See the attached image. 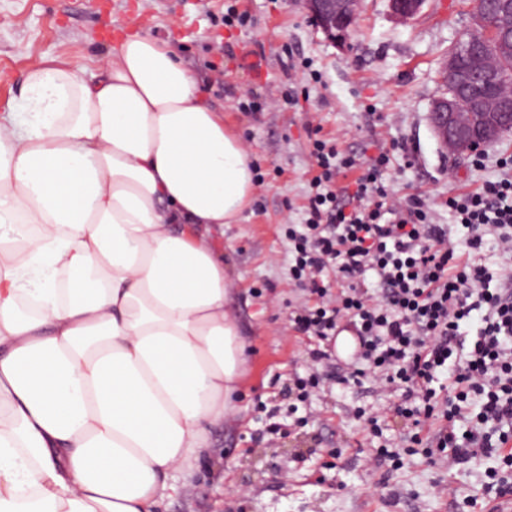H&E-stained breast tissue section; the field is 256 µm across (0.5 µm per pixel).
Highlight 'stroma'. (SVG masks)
<instances>
[{
	"instance_id": "obj_1",
	"label": "stroma",
	"mask_w": 512,
	"mask_h": 512,
	"mask_svg": "<svg viewBox=\"0 0 512 512\" xmlns=\"http://www.w3.org/2000/svg\"><path fill=\"white\" fill-rule=\"evenodd\" d=\"M130 25L170 40L263 177L242 220L216 238L248 356L238 412L214 433L212 457L191 489L164 512H512V498L484 494L495 458L450 468L417 454L398 469L379 459L378 448H400L414 430L385 414L402 403L401 390L368 370L353 379L334 361H313L312 350L327 341L304 336L291 320L306 290L290 275L286 229L301 223L317 173L314 136L335 140L344 153L385 149L390 163L381 179L391 196L421 195L457 253L466 252L471 232L455 223L448 198L495 179L501 159H512V135L487 146L476 167L470 155L444 150L431 127L441 63L478 28L467 0H425L407 21L392 14L389 0H362L344 45L316 27L303 0H0V113L22 97L34 60L96 68ZM244 44L256 51L261 75L238 58ZM255 87L268 108L240 111ZM294 90L309 95L307 111L290 103ZM301 379L317 385L300 392ZM465 497L477 506H461Z\"/></svg>"
}]
</instances>
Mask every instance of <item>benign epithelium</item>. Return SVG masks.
Returning a JSON list of instances; mask_svg holds the SVG:
<instances>
[{
	"instance_id": "7a95c632",
	"label": "benign epithelium",
	"mask_w": 512,
	"mask_h": 512,
	"mask_svg": "<svg viewBox=\"0 0 512 512\" xmlns=\"http://www.w3.org/2000/svg\"><path fill=\"white\" fill-rule=\"evenodd\" d=\"M392 11L407 19L417 14L423 0H390ZM304 7L314 23L333 41L345 43L356 27L359 0H304ZM477 21L500 35L489 44L456 45L442 65L443 75L455 76L454 88L434 100L430 122L434 135L456 153L477 152L512 131V120L502 121L503 109L512 106V91L492 93L484 98L469 99L458 89L469 83L480 84L493 69L490 54L512 58V0H487L486 9L476 13ZM470 56V66L460 67L461 52Z\"/></svg>"
}]
</instances>
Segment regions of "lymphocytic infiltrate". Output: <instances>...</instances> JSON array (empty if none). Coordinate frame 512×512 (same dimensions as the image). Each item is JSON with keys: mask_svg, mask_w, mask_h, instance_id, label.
Wrapping results in <instances>:
<instances>
[{"mask_svg": "<svg viewBox=\"0 0 512 512\" xmlns=\"http://www.w3.org/2000/svg\"><path fill=\"white\" fill-rule=\"evenodd\" d=\"M311 155L320 173L310 184L304 224L289 228L288 238L293 275L315 303L295 312L296 330L325 340L347 323L360 340V361L404 385L407 414L420 412L432 422L427 459L455 464L496 455L499 466L487 489L499 498L511 495L512 277L492 282L485 269L457 254L447 227L433 223L421 197L391 199L379 179L390 162L387 152L342 156L317 138ZM361 162L365 172L337 186V176ZM448 206L457 223L474 229L472 251L491 229L512 251V162ZM331 265L347 278L373 271L380 298L352 286L333 291L323 280ZM476 310L482 327L468 344L458 329Z\"/></svg>", "mask_w": 512, "mask_h": 512, "instance_id": "obj_1", "label": "lymphocytic infiltrate"}]
</instances>
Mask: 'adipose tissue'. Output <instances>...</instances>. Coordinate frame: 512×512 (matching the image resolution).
Returning <instances> with one entry per match:
<instances>
[{"mask_svg":"<svg viewBox=\"0 0 512 512\" xmlns=\"http://www.w3.org/2000/svg\"><path fill=\"white\" fill-rule=\"evenodd\" d=\"M254 178L169 42L30 66L0 114V512H160L209 457L247 364L213 235Z\"/></svg>","mask_w":512,"mask_h":512,"instance_id":"adipose-tissue-1","label":"adipose tissue"}]
</instances>
